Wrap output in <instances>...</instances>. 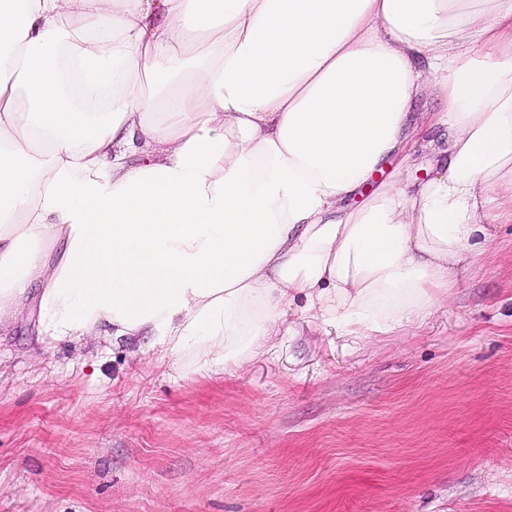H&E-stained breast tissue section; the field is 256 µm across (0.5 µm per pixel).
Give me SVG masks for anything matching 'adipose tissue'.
Returning a JSON list of instances; mask_svg holds the SVG:
<instances>
[{"label":"adipose tissue","instance_id":"obj_1","mask_svg":"<svg viewBox=\"0 0 512 512\" xmlns=\"http://www.w3.org/2000/svg\"><path fill=\"white\" fill-rule=\"evenodd\" d=\"M503 215L512 0H0V323L34 299L46 347L211 370L296 307L387 334Z\"/></svg>","mask_w":512,"mask_h":512}]
</instances>
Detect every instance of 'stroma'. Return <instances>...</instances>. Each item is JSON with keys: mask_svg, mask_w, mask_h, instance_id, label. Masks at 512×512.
Masks as SVG:
<instances>
[{"mask_svg": "<svg viewBox=\"0 0 512 512\" xmlns=\"http://www.w3.org/2000/svg\"><path fill=\"white\" fill-rule=\"evenodd\" d=\"M423 323L194 370L0 324V512H512V223Z\"/></svg>", "mask_w": 512, "mask_h": 512, "instance_id": "stroma-1", "label": "stroma"}]
</instances>
